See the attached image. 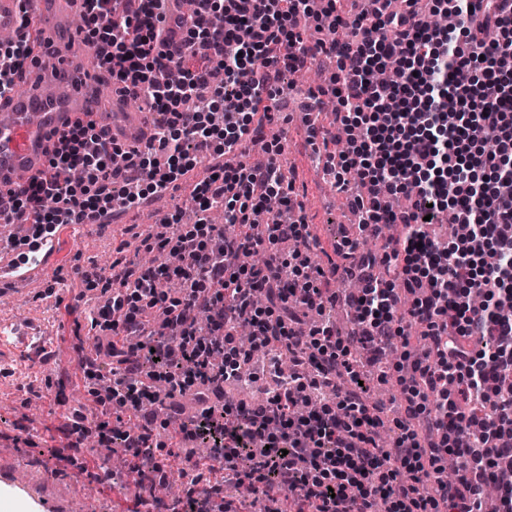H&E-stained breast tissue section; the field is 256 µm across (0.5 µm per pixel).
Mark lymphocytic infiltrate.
Wrapping results in <instances>:
<instances>
[{
    "label": "lymphocytic infiltrate",
    "mask_w": 512,
    "mask_h": 512,
    "mask_svg": "<svg viewBox=\"0 0 512 512\" xmlns=\"http://www.w3.org/2000/svg\"><path fill=\"white\" fill-rule=\"evenodd\" d=\"M79 30L93 66L126 97L158 113L155 145L134 167L116 168L119 148L94 122L61 137L41 177L21 193L0 196V222L22 221L32 234L56 224L140 205L212 157L208 176L142 237L157 254L145 267L117 255L96 277L100 291L86 309L94 357L79 360L91 407L75 411L55 458L87 472L98 452L89 435H108L131 460L105 473L133 491V512H480V494L494 484L497 512H512V0H486L475 19L471 0H430L436 13L461 18L433 29L420 0L393 9L346 13L327 0H194L184 18L169 19L166 0H85ZM314 16L320 36L303 41L298 26ZM21 37L0 43V99L9 97L31 54ZM183 31L181 45L168 29ZM336 37H326V30ZM499 31L496 42L482 38ZM334 56L329 94L335 121L357 135L338 157L339 186L355 172L352 207L360 232L383 237L382 252L346 241L335 260L311 261L312 234L295 176L276 160L240 157L245 141L263 138L281 69H307L315 54ZM390 69V90L373 79ZM453 71L469 73L452 84ZM223 209L224 224L210 215ZM449 221L462 235L440 245L427 226ZM240 228L225 236V224ZM385 266L386 281L374 273ZM359 279L346 297L355 324L342 336L325 314L339 299L328 284L338 272ZM176 293L160 291L162 280ZM276 351L262 369L238 338L242 325ZM422 327L424 360L402 354L405 414L389 443L369 402L372 378L357 365L365 351L386 361ZM162 408L182 399L195 409L176 432L147 413L157 383ZM195 445L180 495L165 504L150 492L166 476L160 450ZM461 464L442 479L444 462ZM254 487L243 501L232 490Z\"/></svg>",
    "instance_id": "f902f5d3"
}]
</instances>
